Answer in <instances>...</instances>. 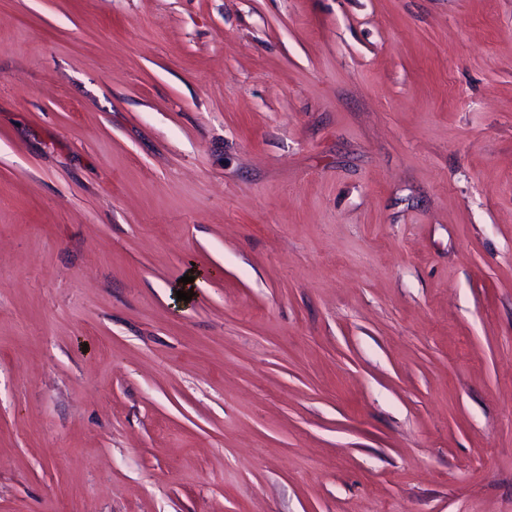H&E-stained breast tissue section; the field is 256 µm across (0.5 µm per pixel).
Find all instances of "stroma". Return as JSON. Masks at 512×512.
<instances>
[{
    "label": "stroma",
    "instance_id": "obj_1",
    "mask_svg": "<svg viewBox=\"0 0 512 512\" xmlns=\"http://www.w3.org/2000/svg\"><path fill=\"white\" fill-rule=\"evenodd\" d=\"M0 512H512V0H0Z\"/></svg>",
    "mask_w": 512,
    "mask_h": 512
}]
</instances>
